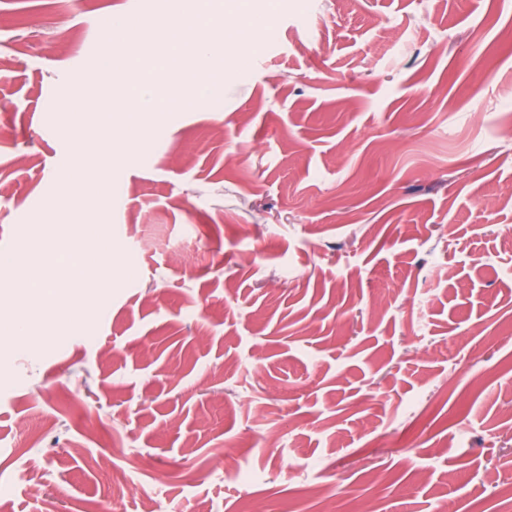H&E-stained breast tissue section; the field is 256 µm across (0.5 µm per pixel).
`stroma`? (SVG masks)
<instances>
[{
  "label": "stroma",
  "mask_w": 512,
  "mask_h": 512,
  "mask_svg": "<svg viewBox=\"0 0 512 512\" xmlns=\"http://www.w3.org/2000/svg\"><path fill=\"white\" fill-rule=\"evenodd\" d=\"M170 2L0 0V253L93 224L115 270L68 323L0 277V512H502L512 0H247L272 37L93 209L73 68Z\"/></svg>",
  "instance_id": "35a3bbf8"
}]
</instances>
